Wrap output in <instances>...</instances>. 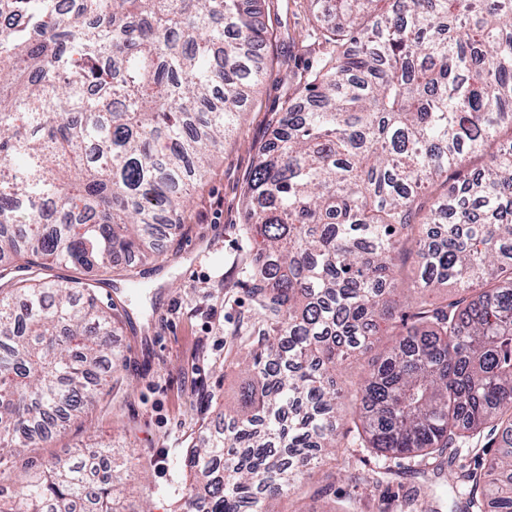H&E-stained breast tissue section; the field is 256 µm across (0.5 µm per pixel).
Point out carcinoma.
Here are the masks:
<instances>
[{
	"label": "carcinoma",
	"instance_id": "carcinoma-1",
	"mask_svg": "<svg viewBox=\"0 0 512 512\" xmlns=\"http://www.w3.org/2000/svg\"><path fill=\"white\" fill-rule=\"evenodd\" d=\"M332 46L272 121L245 190L257 340L183 512H275L341 447L336 366L400 336L353 402L355 443L441 472L504 425L468 512H512V0H332ZM0 466L112 377V316L40 269L106 272L173 235L266 68L256 0H0ZM493 147L475 171L470 158ZM423 295L393 322L400 274ZM83 452L0 512H120Z\"/></svg>",
	"mask_w": 512,
	"mask_h": 512
}]
</instances>
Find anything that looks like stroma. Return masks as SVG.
I'll return each mask as SVG.
<instances>
[{"instance_id": "stroma-1", "label": "stroma", "mask_w": 512, "mask_h": 512, "mask_svg": "<svg viewBox=\"0 0 512 512\" xmlns=\"http://www.w3.org/2000/svg\"><path fill=\"white\" fill-rule=\"evenodd\" d=\"M264 20L270 44L268 71L240 117L238 133L224 141L222 157L190 191L180 231L156 237V252L130 270L88 273L67 265L49 278L88 288L99 304L113 306L117 328L112 346L126 357L112 385L88 414L53 439L5 459L4 484L19 488L31 465L109 442L127 460L124 501L128 512H178L189 482L183 469L188 448L202 427L216 428L217 415L236 402L238 364L256 336L259 308L253 290V258L260 238L247 226L243 195L277 112L297 93L301 78L318 66L323 48L311 35L333 20L314 12L309 0H274ZM375 359L367 353L336 372L340 449L317 468L301 499L281 497L277 512H461L452 490L456 465L441 475L424 472L414 459H390L354 446L351 394ZM389 469V485L374 487L373 472Z\"/></svg>"}]
</instances>
